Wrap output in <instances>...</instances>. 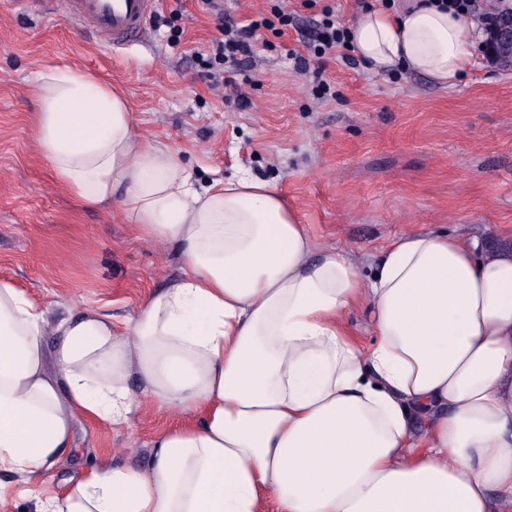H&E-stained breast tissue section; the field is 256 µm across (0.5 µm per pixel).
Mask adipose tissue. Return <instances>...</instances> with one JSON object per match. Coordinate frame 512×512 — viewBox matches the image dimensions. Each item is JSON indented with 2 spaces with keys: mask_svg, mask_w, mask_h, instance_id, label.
Here are the masks:
<instances>
[{
  "mask_svg": "<svg viewBox=\"0 0 512 512\" xmlns=\"http://www.w3.org/2000/svg\"><path fill=\"white\" fill-rule=\"evenodd\" d=\"M350 36L370 71L447 85L475 46L467 13L434 6L361 13ZM36 89L56 181L121 200L141 241L184 262L120 327L94 307L53 319L0 281V470L33 482L78 421L125 425L145 400L180 417L148 467H91L38 512H263L269 496L280 512H512V249L412 231L362 277L270 182L201 185L170 146L140 144L97 73L49 66ZM359 306L369 349L345 329Z\"/></svg>",
  "mask_w": 512,
  "mask_h": 512,
  "instance_id": "1",
  "label": "adipose tissue"
}]
</instances>
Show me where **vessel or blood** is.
Segmentation results:
<instances>
[{"label":"vessel or blood","mask_w":512,"mask_h":512,"mask_svg":"<svg viewBox=\"0 0 512 512\" xmlns=\"http://www.w3.org/2000/svg\"><path fill=\"white\" fill-rule=\"evenodd\" d=\"M158 0H38L48 13L62 15L78 26L89 27L122 48L140 41Z\"/></svg>","instance_id":"b4317fda"}]
</instances>
